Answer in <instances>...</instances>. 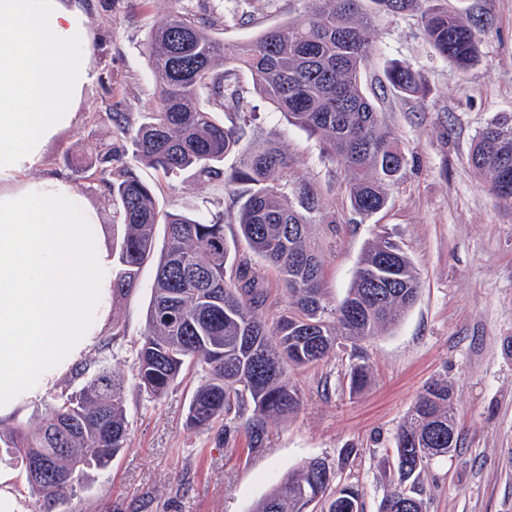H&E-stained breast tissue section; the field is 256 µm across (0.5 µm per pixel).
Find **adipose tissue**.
Masks as SVG:
<instances>
[{
  "instance_id": "obj_1",
  "label": "adipose tissue",
  "mask_w": 512,
  "mask_h": 512,
  "mask_svg": "<svg viewBox=\"0 0 512 512\" xmlns=\"http://www.w3.org/2000/svg\"><path fill=\"white\" fill-rule=\"evenodd\" d=\"M81 0H0V418L40 399L112 311L98 210L41 172L96 79Z\"/></svg>"
}]
</instances>
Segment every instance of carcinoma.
<instances>
[{"mask_svg": "<svg viewBox=\"0 0 512 512\" xmlns=\"http://www.w3.org/2000/svg\"><path fill=\"white\" fill-rule=\"evenodd\" d=\"M150 30L145 54L156 78L153 112L137 121L111 112L119 144L91 148L83 171L94 170L120 220L112 236V303L139 286L154 255L159 228L164 244L156 267L146 327L137 349L135 377L163 397L186 366L200 362L204 380L193 392L187 425L208 430L219 421L245 419L251 445L263 444L269 426L301 404L290 371L317 366L346 341L353 347L350 388L371 381L361 344L396 326L421 287L412 260L395 243H370L351 287L337 301L325 288V269L314 224L341 223L322 204L316 185L289 183L293 159L277 140H245L254 93L288 123L315 137L321 154L339 171L347 207L360 217L383 210L402 178L407 158L382 126L365 94L361 74L372 48L368 31L381 16L413 13L439 56L461 69L480 56V30L448 12L445 0H303L293 22L271 26L251 40L227 44L214 35L224 15L198 13L173 0ZM246 70L252 90L240 86ZM389 85L405 97L425 98L429 88L408 66L394 64ZM236 122L215 120L213 109ZM237 165L224 170V157ZM473 170L497 198L512 201V116L492 120L470 154ZM169 178L190 172L224 183L233 207L210 216L193 209L163 212L154 186L137 168ZM237 237L224 235V223ZM245 243L253 257L239 254ZM283 287L284 308L269 312L267 271ZM77 390L60 387L39 417L0 434L8 461L23 468L42 512H54L91 467L103 469L127 447L125 379L102 365L77 364ZM448 384L429 383L400 425L389 490L379 512H426L420 483L428 461L448 454ZM250 512H364L357 485L315 458L288 471Z\"/></svg>", "mask_w": 512, "mask_h": 512, "instance_id": "carcinoma-1", "label": "carcinoma"}]
</instances>
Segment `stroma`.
Segmentation results:
<instances>
[{
  "mask_svg": "<svg viewBox=\"0 0 512 512\" xmlns=\"http://www.w3.org/2000/svg\"><path fill=\"white\" fill-rule=\"evenodd\" d=\"M95 35L97 78L77 124L46 153L47 170L71 174L91 146L116 142L107 114L140 116L155 106V80L144 53L166 0H85ZM224 12L218 36L227 43L299 17L302 0H208ZM449 11L482 25L480 57L459 70L440 57L413 15L388 16L369 32L374 47L362 86L382 124L401 143L408 164L386 208L358 223L316 224L326 286L343 298L359 256L376 235L396 242L415 262L421 292L401 323L364 346L374 380L349 390L350 347L318 366L291 372L301 406L272 425L262 447L244 428L199 431L186 423L190 397L204 372L187 367L178 383L154 398L135 379L136 347L147 320L156 263L148 261L134 293L117 305L125 335L102 329L81 359L124 375L127 447L102 470L80 478L55 512H250L288 470L323 459L338 480L363 488L365 512H378L395 436L423 387L447 380L458 422V446L432 458L422 475L427 512H512V203L493 196L469 156L494 118L512 113V0H448ZM397 61L429 86L425 99L387 86ZM254 140L277 138L293 158L289 180L311 182L328 207L343 195L317 141L261 99ZM162 210L230 209L218 181L191 174L169 179L144 168Z\"/></svg>",
  "mask_w": 512,
  "mask_h": 512,
  "instance_id": "obj_1",
  "label": "stroma"
}]
</instances>
